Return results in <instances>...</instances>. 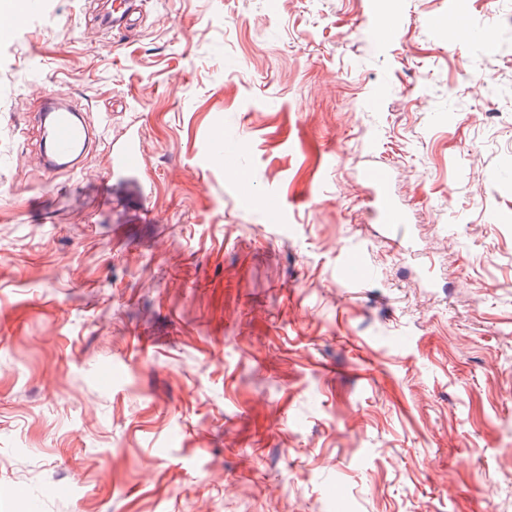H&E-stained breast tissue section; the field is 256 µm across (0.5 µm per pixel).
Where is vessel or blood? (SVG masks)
Instances as JSON below:
<instances>
[{
    "instance_id": "b4317fda",
    "label": "vessel or blood",
    "mask_w": 512,
    "mask_h": 512,
    "mask_svg": "<svg viewBox=\"0 0 512 512\" xmlns=\"http://www.w3.org/2000/svg\"><path fill=\"white\" fill-rule=\"evenodd\" d=\"M43 10L41 0H28L24 15L15 18H0V45L15 41L21 29L30 18L39 16ZM133 6L130 0H112L109 9L100 17L106 27H131ZM60 94L54 93L45 102V119L49 121V151L46 155V167L49 172L60 169L61 161L70 159L76 151L86 146L88 128L74 112L73 107L60 106ZM143 158L135 136L129 135L114 142L111 149L109 171L120 174L140 169ZM388 175L384 170L373 169L366 180L373 188L372 212L384 224H403L407 217L393 203L386 192Z\"/></svg>"
}]
</instances>
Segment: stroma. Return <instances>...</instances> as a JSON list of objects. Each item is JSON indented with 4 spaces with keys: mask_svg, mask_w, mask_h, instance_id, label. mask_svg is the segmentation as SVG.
I'll return each mask as SVG.
<instances>
[{
    "mask_svg": "<svg viewBox=\"0 0 512 512\" xmlns=\"http://www.w3.org/2000/svg\"><path fill=\"white\" fill-rule=\"evenodd\" d=\"M43 2L0 46V512H512V0ZM54 92L108 132L53 175ZM133 5L130 0H114L110 3L109 9L100 16L101 23L108 27H118L124 25L125 28L131 27L135 23L132 19ZM143 158L134 135H128L113 143L110 155L109 175L138 170ZM388 175L383 169H372L366 180L373 188L372 212L382 224H407L406 215L393 203L386 192Z\"/></svg>",
    "mask_w": 512,
    "mask_h": 512,
    "instance_id": "stroma-1",
    "label": "stroma"
}]
</instances>
